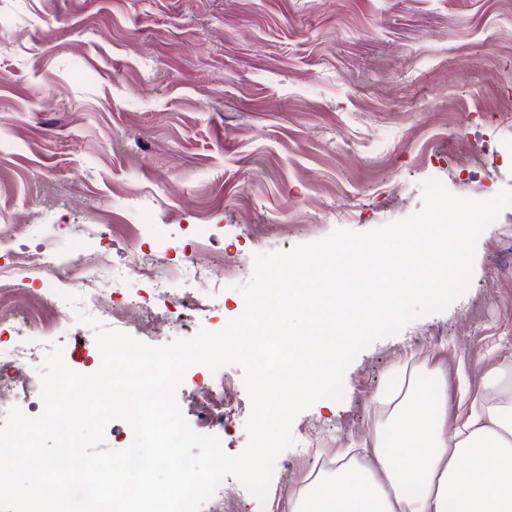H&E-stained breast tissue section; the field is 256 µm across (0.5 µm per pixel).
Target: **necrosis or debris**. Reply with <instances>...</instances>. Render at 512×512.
I'll return each mask as SVG.
<instances>
[{"mask_svg": "<svg viewBox=\"0 0 512 512\" xmlns=\"http://www.w3.org/2000/svg\"><path fill=\"white\" fill-rule=\"evenodd\" d=\"M106 256L105 250L94 249L77 254L75 259L63 260L50 251L40 252L36 260H29L25 251L13 250L9 253L10 264L16 269H36L44 272L49 286L42 295L43 304L55 309L66 308L65 294L80 295L84 308L97 311L101 316L122 321L118 310L109 308L102 294L88 290L86 287L89 271ZM201 260L197 252H190L185 258L169 270L160 274L152 264L137 261L126 269L127 276L151 283L154 299L144 307L143 315L149 323H161L177 317L181 308L193 312H205L208 306L205 288L182 287V280L199 278ZM51 330L42 327L39 338L24 344H0V367L11 371L7 383L0 385V395L11 400L14 406L29 408L33 400L40 395V382L33 374L31 365L38 351L51 341ZM224 391L223 381H211L204 400L195 402L197 430L202 434H213L224 429Z\"/></svg>", "mask_w": 512, "mask_h": 512, "instance_id": "1", "label": "necrosis or debris"}]
</instances>
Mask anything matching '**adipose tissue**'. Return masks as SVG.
Instances as JSON below:
<instances>
[{"label":"adipose tissue","mask_w":512,"mask_h":512,"mask_svg":"<svg viewBox=\"0 0 512 512\" xmlns=\"http://www.w3.org/2000/svg\"><path fill=\"white\" fill-rule=\"evenodd\" d=\"M399 362L394 389L375 404L385 417L358 457L289 491L287 512H512V361L491 352L474 371L467 413L449 419L440 391L416 384Z\"/></svg>","instance_id":"ef3b65f1"}]
</instances>
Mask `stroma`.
<instances>
[{
  "mask_svg": "<svg viewBox=\"0 0 512 512\" xmlns=\"http://www.w3.org/2000/svg\"><path fill=\"white\" fill-rule=\"evenodd\" d=\"M512 0H0V218L30 250L110 242L104 296L149 293L136 256L167 267L206 225L223 252L201 275L210 311L144 336L160 346L236 318L257 253L336 229L365 232L421 206L422 181L488 199L512 189ZM69 368L97 369L93 330L46 311ZM512 356V209L480 236L471 281L445 311L364 349L342 400L293 423L265 498L224 482V512H269L311 481L317 453L379 422L375 395L404 356L434 380L449 356ZM227 453L247 443L244 370L223 369Z\"/></svg>",
  "mask_w": 512,
  "mask_h": 512,
  "instance_id": "1",
  "label": "stroma"
}]
</instances>
